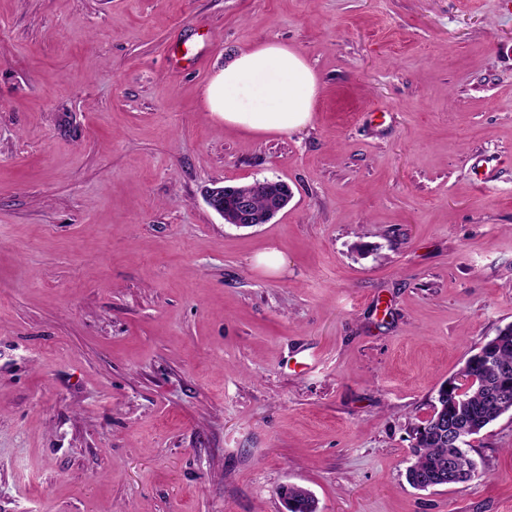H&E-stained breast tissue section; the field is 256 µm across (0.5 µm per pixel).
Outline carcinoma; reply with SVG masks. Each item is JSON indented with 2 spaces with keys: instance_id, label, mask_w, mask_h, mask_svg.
Returning <instances> with one entry per match:
<instances>
[{
  "instance_id": "cac0c4a2",
  "label": "carcinoma",
  "mask_w": 512,
  "mask_h": 512,
  "mask_svg": "<svg viewBox=\"0 0 512 512\" xmlns=\"http://www.w3.org/2000/svg\"><path fill=\"white\" fill-rule=\"evenodd\" d=\"M288 191V186L280 181L259 190L254 196L257 209L265 208L267 199ZM472 371L476 378L473 387L462 394H456L455 386H450L444 399L434 397L438 406L463 422L475 427V434L491 425L503 414L512 413V377L501 378V369H512V335L496 334L490 338L477 353ZM426 432L413 446V458L407 467V481L414 484L415 477L423 476L429 480L438 478V468L448 462L450 457L466 459V473L461 481L466 482L476 476V464L466 447L456 448L437 435L436 425L425 420Z\"/></svg>"
}]
</instances>
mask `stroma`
Segmentation results:
<instances>
[{
  "instance_id": "1",
  "label": "stroma",
  "mask_w": 512,
  "mask_h": 512,
  "mask_svg": "<svg viewBox=\"0 0 512 512\" xmlns=\"http://www.w3.org/2000/svg\"><path fill=\"white\" fill-rule=\"evenodd\" d=\"M267 40L319 91L257 137L205 90ZM509 324L512 0H0V512H512L511 413L406 480ZM228 186H214L207 191L206 202L208 206L217 214L224 218V211L228 220H233L232 201L226 199L227 194H231ZM288 186L280 181L269 184L264 189H260L252 197L246 193H233L235 218L233 223L239 227H251L256 224H266L271 218L288 205L278 198L274 199L267 210L259 212L256 209H264L268 197H274L281 193L288 192ZM255 205V206H254ZM256 207V208H255Z\"/></svg>"
}]
</instances>
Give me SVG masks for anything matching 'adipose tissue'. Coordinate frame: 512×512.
<instances>
[{
	"mask_svg": "<svg viewBox=\"0 0 512 512\" xmlns=\"http://www.w3.org/2000/svg\"><path fill=\"white\" fill-rule=\"evenodd\" d=\"M205 95L210 111L225 126L267 135L310 122L318 81L295 50L268 41L229 59Z\"/></svg>",
	"mask_w": 512,
	"mask_h": 512,
	"instance_id": "obj_1",
	"label": "adipose tissue"
}]
</instances>
